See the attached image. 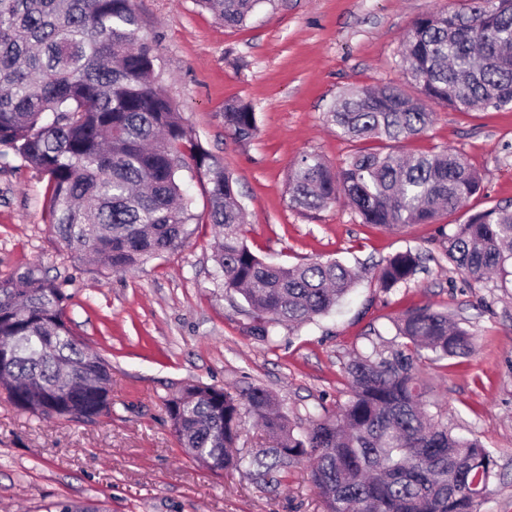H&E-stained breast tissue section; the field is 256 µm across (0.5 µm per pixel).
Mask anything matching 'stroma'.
<instances>
[{"label":"stroma","mask_w":512,"mask_h":512,"mask_svg":"<svg viewBox=\"0 0 512 512\" xmlns=\"http://www.w3.org/2000/svg\"><path fill=\"white\" fill-rule=\"evenodd\" d=\"M133 3L139 37L162 56L164 92L236 181L251 251L287 267L336 258L359 279L329 315L279 328L266 343L248 334L243 298L213 279L211 225H191L184 246L139 269L103 274L50 227L46 180L18 160L0 168V280L35 267L64 282L69 326L112 367V411L91 422L37 418L0 389V512H45L59 501L105 512H323L308 461L261 487L237 471H210L184 453L165 401L191 384L260 385L292 424L307 427L347 399L354 354L390 342L394 319L422 306L448 312L474 337L472 355L425 359L420 368L449 427L480 440L497 462L480 512H512V277L472 287L440 258L445 237L471 214L512 210V107L437 105L422 136L396 145L399 153L454 148L480 174L483 192L436 223L391 231L361 223L345 200L306 211L288 193L299 156L338 168L356 149L327 123L329 106L355 87L404 84L405 33L418 17L464 0H279L240 28L224 27L195 0ZM232 101L253 107L252 138L225 130ZM406 249L424 256V272L384 292L378 264Z\"/></svg>","instance_id":"obj_1"}]
</instances>
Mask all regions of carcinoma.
Wrapping results in <instances>:
<instances>
[{"label":"carcinoma","mask_w":512,"mask_h":512,"mask_svg":"<svg viewBox=\"0 0 512 512\" xmlns=\"http://www.w3.org/2000/svg\"><path fill=\"white\" fill-rule=\"evenodd\" d=\"M276 2L196 0L232 28ZM470 2L467 13L430 12L408 30L398 65L422 98L391 83L353 89L329 109L336 133L400 143L432 124L431 103L458 111L512 106V0ZM138 27L133 0H0V146L47 179L57 236L116 273L181 247L189 225L211 224L219 236L215 279L248 304L252 335L270 342L275 327L332 311L357 281L354 268L337 259L284 267L251 251L232 175L158 87V49L137 38ZM223 118L238 140L257 130L247 103L225 105ZM186 169L209 184L201 214L183 190ZM481 187L450 148L399 155L361 147L335 171L306 154L288 175L294 206L319 210L342 195L361 223L390 230L431 224ZM442 254L470 284L504 271L512 211L471 215ZM421 267L419 253L398 252L377 269V285L389 292ZM68 300L64 283L33 267L0 282V388L33 415L88 422L111 411L110 369L68 326ZM395 330L388 347L350 361L349 398L305 429L260 386L239 394L203 383L183 388L166 401L182 448L214 472L240 471L260 485L309 459L324 512H479L474 488L487 487L496 461L430 412L417 367L423 350L439 360L469 356L472 334L429 306L405 312ZM244 410L268 441L248 455L237 450ZM47 512L101 510L56 502Z\"/></svg>","instance_id":"carcinoma-1"}]
</instances>
